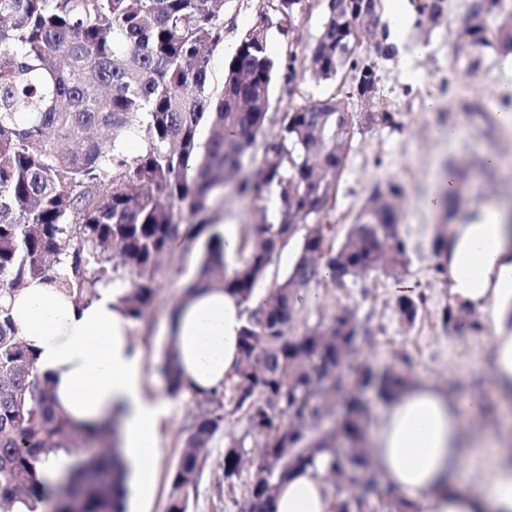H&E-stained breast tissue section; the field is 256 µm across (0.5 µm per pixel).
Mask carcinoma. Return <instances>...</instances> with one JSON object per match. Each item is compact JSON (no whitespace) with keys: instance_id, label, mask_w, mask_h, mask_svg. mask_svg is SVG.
Here are the masks:
<instances>
[{"instance_id":"1","label":"carcinoma","mask_w":512,"mask_h":512,"mask_svg":"<svg viewBox=\"0 0 512 512\" xmlns=\"http://www.w3.org/2000/svg\"><path fill=\"white\" fill-rule=\"evenodd\" d=\"M305 0H274L242 31L224 80L211 85L205 49L224 42L228 0H0V509L20 499L47 502L52 512H126L127 464L116 420L73 421L55 406L34 353L20 340L6 299L30 281L56 282L77 305L98 287L129 277L118 302L134 320L155 295L158 264L178 242L203 234L205 252L185 288H221L245 305L240 358L229 378L230 400L258 436L251 461L233 441L224 453V480L249 466L245 512H272L278 485L319 454L342 498L337 512H421L381 490L367 472L362 400L350 393L337 430L309 434L336 408L342 366L356 346L358 324L341 310L323 327L291 334L295 295L325 280L343 289L372 271L397 279L410 259L392 199L399 184L373 187L338 247L326 245L323 223L335 197L356 115L334 96L309 99L281 113L267 132L272 84L283 74L289 91L311 74L358 80L367 69L349 50L347 0H324L321 33L310 55L269 51L272 31L284 32ZM416 25L435 26L446 0H410ZM495 21L489 31L487 19ZM470 51L512 53V12L502 0H470L465 30ZM209 136L201 141L200 127ZM367 125L397 128V113L369 112ZM124 130L145 144L128 157L106 148L93 130ZM261 150L257 174L244 172L249 149ZM228 188L274 220L254 225L234 266L221 259L223 239L210 204ZM305 227L292 270L252 305L257 284L280 251ZM420 298L399 296L409 324ZM166 349L167 392L184 386ZM359 383L391 399L406 381L389 369L363 365ZM223 392L201 397L207 410L186 427L172 472L166 512H187L201 472L200 455L224 424ZM343 438L344 452L336 445ZM65 451L70 467L49 479L41 465Z\"/></svg>"}]
</instances>
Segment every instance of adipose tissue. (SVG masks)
<instances>
[{
  "label": "adipose tissue",
  "mask_w": 512,
  "mask_h": 512,
  "mask_svg": "<svg viewBox=\"0 0 512 512\" xmlns=\"http://www.w3.org/2000/svg\"><path fill=\"white\" fill-rule=\"evenodd\" d=\"M442 276L455 306L475 309L493 324L490 358L503 391L512 390V207L479 209L455 225L443 253ZM117 287H100L90 303L75 305L58 286L32 281L10 300L11 316L40 372L50 378L57 404L79 422L108 414L122 420L129 483L141 501L155 491L159 428L167 402L145 392V358L132 339V320L117 305ZM245 324L236 296L219 288L198 292L172 319L169 332L188 392L222 389L239 358ZM485 401L466 404L442 387L412 382L393 400L372 437V468L399 496L426 512H512V441L502 426L467 432L465 416ZM327 462L297 468L280 484L275 512H334L337 498Z\"/></svg>",
  "instance_id": "1"
}]
</instances>
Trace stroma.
Here are the masks:
<instances>
[{
  "instance_id": "obj_1",
  "label": "stroma",
  "mask_w": 512,
  "mask_h": 512,
  "mask_svg": "<svg viewBox=\"0 0 512 512\" xmlns=\"http://www.w3.org/2000/svg\"><path fill=\"white\" fill-rule=\"evenodd\" d=\"M470 0H447L444 19L430 31L410 28L408 42L424 46V53L411 56L409 68L398 59L377 58L379 106L398 113L401 127H361L355 131L346 154L345 166L335 199L331 200L326 222L330 239L341 241L360 212L375 184L399 182L402 186L399 231L408 247L410 264L405 278L420 297L413 323L402 322L396 311L394 279L373 272L349 283L343 290L321 284L311 286L313 303L297 307L291 331L301 334L326 325L340 308L353 311L360 325L358 350L343 370L344 386L357 391L369 414L368 432H375L390 403L372 389L358 388L359 365L385 368L409 379L424 378L450 390L459 402L471 393H481L488 410L500 401L492 366L488 360L492 324L479 312L471 318L478 330L460 333L445 327L441 316L450 307L448 284L436 271L438 262L432 248L444 224L469 221L487 198H498L506 185L502 179H478L472 165L481 151L500 155L512 163V129L504 127L498 115L512 112V56H499L493 48L478 52V65L456 55L460 35L468 18ZM268 0H231L225 18L233 30L224 34L223 44L208 53L209 73L221 83L224 67L232 54L240 31L248 28ZM322 0H307L295 15L287 33H273L269 49L273 56L285 57L289 45L309 51L321 29ZM336 95L350 112L365 110L359 98L349 92L348 79L315 82L305 79L296 89H288L276 78L268 116V131H277L278 119L291 106L308 98ZM483 107L487 116L454 143L438 140L437 127L447 125L456 113L469 107ZM453 172L463 191L455 198V213L430 210L426 199L437 186L442 172ZM202 254L201 242H188L160 265L155 296L143 319L135 321L132 337L145 354L147 392L166 398L169 416L159 431L160 461L155 494L149 503L128 499L127 512H165L171 491V475L185 438L184 428L199 412L197 399L185 392L171 397L161 371L170 336L167 326L172 310L180 303L186 285L194 279ZM244 445L248 455H256V438L243 411L232 403L224 405V426L201 457L202 474L189 494V512H240L239 503L249 482L241 473L233 485L224 483V452L231 441Z\"/></svg>"
}]
</instances>
